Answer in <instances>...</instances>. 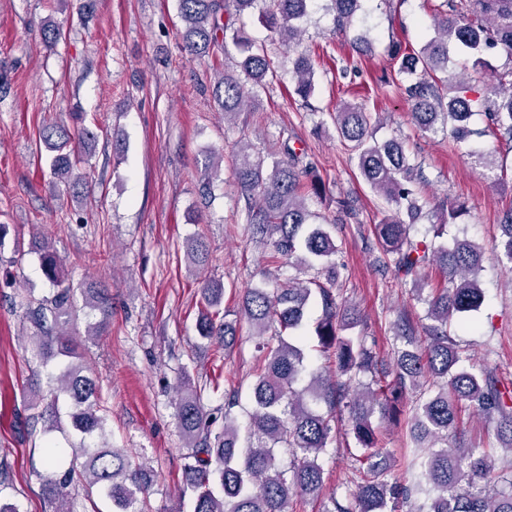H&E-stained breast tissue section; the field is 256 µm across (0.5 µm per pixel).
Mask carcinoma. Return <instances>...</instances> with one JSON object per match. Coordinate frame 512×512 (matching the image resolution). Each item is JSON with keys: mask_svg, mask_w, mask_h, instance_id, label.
Masks as SVG:
<instances>
[{"mask_svg": "<svg viewBox=\"0 0 512 512\" xmlns=\"http://www.w3.org/2000/svg\"><path fill=\"white\" fill-rule=\"evenodd\" d=\"M185 24L182 49L194 60L213 55L219 35L231 40L242 55L243 76L222 72L212 95L224 117H233L252 101L253 90L276 76L277 66L264 44L246 30L244 16L257 15L259 23L288 49L303 35L302 22L316 0H177ZM334 14L336 32L353 29L364 0H327ZM433 35L417 50L396 47L391 61L397 66L399 89L411 105L414 122L425 132L448 133L458 143L474 136L493 135L512 142V70L498 76L471 98L466 81L450 84L437 77L459 63L460 55H483L503 51L512 60V0H442L437 8ZM294 93L303 101L314 93L311 58L299 53L292 58ZM480 101L487 111V129L470 127L472 106ZM72 126L58 122L42 125L39 138L56 152L51 174L76 199L85 198L84 182L77 165L95 151L98 134L70 113ZM337 137L350 145L361 178L386 202L395 206L374 225L378 245L392 257L396 271L405 277L419 276L427 267L439 269L442 282L432 289L424 326V347L415 345L414 328L401 317L394 324L402 346L394 349L393 370L377 373V360L365 340L351 334L363 322L360 312L343 299L339 248L332 229L319 224L307 199L326 192V185L313 164L297 166L296 153L284 146L282 158L267 159L253 147L240 145L233 177L245 201L246 223L253 234L265 240L268 262L278 265L293 260L300 267L318 268L322 279L302 282L290 278L272 288L256 286L245 291L238 315L265 336L274 330L277 345L262 341L264 362L256 371L253 408L246 435H241L232 408L234 392L225 394L224 405L208 408L201 390L191 385L190 374L180 375L176 419L189 452L183 472L187 488L195 495L194 512H290L295 499L319 496L324 487L320 454L331 439L333 412H343L349 431L361 454L356 456L362 481L352 503L331 496L325 512H396L401 501L417 502L414 512H512V478L508 488L499 487L494 476L495 458L485 448L467 445L462 438V404L495 424L500 448L512 469V383L493 370L476 374L448 339V323L464 321L482 306L485 296L478 280L480 247L468 239L439 242L435 231L430 242L414 241L410 230L428 213L416 186L417 168L401 142L379 139L380 120L361 106L346 105L333 113ZM223 155L213 152L200 172L198 192L206 196L219 176ZM441 222L451 223L467 212L465 203H440ZM501 248L512 264V206L499 219ZM46 279L55 287L50 297L28 299L26 318L34 328L31 353L44 366L59 358L58 371H48L47 391L31 385L24 421L27 431H36L41 420L52 431L58 422L57 404L66 401L68 432L78 439L72 448V466L64 478L46 474L44 487L59 507L55 512H77L70 506L67 483L78 476L89 489L112 503V512H144L143 504L154 474L109 442L98 387L70 338L73 289L66 284L62 266L52 246L39 243ZM187 257L198 269L208 266L210 253L197 237L187 246ZM224 286L212 280L201 282L200 293L208 307L221 303ZM84 307L99 314L88 323L87 336L101 335L110 324L112 306L107 289L98 282L80 288ZM321 308L315 326L319 353L330 374L306 372V355L297 344L309 308ZM238 318L229 320L220 312L206 311L197 323L199 336L218 340L229 349L236 343ZM293 340L283 339V333ZM369 373L370 383L358 389L356 377ZM420 389L419 401L411 406L410 440L417 451L415 471L408 486L388 480L391 461L375 450L374 419L400 411L405 393ZM324 405L327 412L319 410ZM289 462L282 461V455Z\"/></svg>", "mask_w": 512, "mask_h": 512, "instance_id": "obj_1", "label": "carcinoma"}]
</instances>
